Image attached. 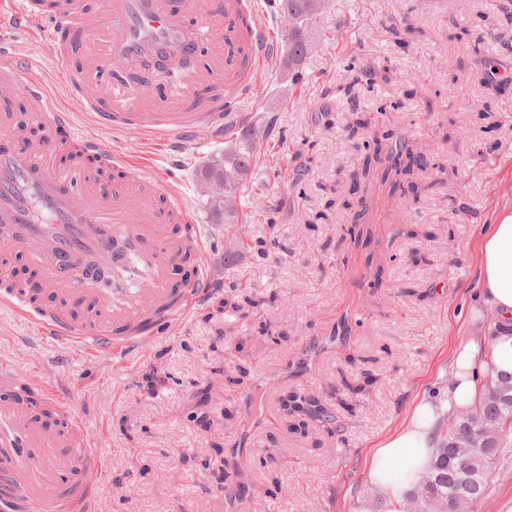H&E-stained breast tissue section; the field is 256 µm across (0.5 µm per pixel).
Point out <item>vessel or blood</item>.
<instances>
[{
    "mask_svg": "<svg viewBox=\"0 0 512 512\" xmlns=\"http://www.w3.org/2000/svg\"><path fill=\"white\" fill-rule=\"evenodd\" d=\"M103 20L82 0H9L0 9V34L48 32L56 54L66 51L74 31L97 36L87 52V71L66 74L81 111L115 131L133 127L154 142L178 147L198 129L223 138L237 127L241 107L264 79L282 45L262 19L258 0H111ZM207 47L203 66L180 73L179 88L161 86L163 103L141 98L138 88L113 73L109 62L133 63L163 48L175 58ZM213 87L209 99L190 101L198 83ZM22 88L35 111L0 112V252L25 251L42 271V283L68 298L87 300L90 315L75 322L64 309L41 308L23 287L11 284L0 268V305L12 308L40 336L74 345L91 355L120 354L164 333L198 305L209 284L199 269L195 284L174 289L166 272L185 255L201 251L206 239L189 208L171 191L167 177L84 135L70 106L52 95L26 63L0 50V85ZM69 135L68 168L51 167L46 156L52 135ZM108 254L125 273L110 290L97 288L77 256ZM0 388L13 395L0 406V512H98L103 461L71 403L38 376L0 366ZM59 419L40 426L34 405ZM75 473L68 484L56 477Z\"/></svg>",
    "mask_w": 512,
    "mask_h": 512,
    "instance_id": "b4317fda",
    "label": "vessel or blood"
}]
</instances>
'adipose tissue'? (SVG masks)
Wrapping results in <instances>:
<instances>
[{
  "label": "adipose tissue",
  "mask_w": 512,
  "mask_h": 512,
  "mask_svg": "<svg viewBox=\"0 0 512 512\" xmlns=\"http://www.w3.org/2000/svg\"><path fill=\"white\" fill-rule=\"evenodd\" d=\"M480 277L473 312L487 307L503 319L512 318V213L489 225L481 242ZM493 346L492 360H484V346ZM512 372V332L470 341L457 350L455 372L435 399H422L408 426L385 439L369 461V480L385 497L387 512H401L405 495L427 467L437 440V425L446 415L473 406L478 378Z\"/></svg>",
  "instance_id": "adipose-tissue-1"
}]
</instances>
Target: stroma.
<instances>
[{
    "label": "stroma",
    "mask_w": 512,
    "mask_h": 512,
    "mask_svg": "<svg viewBox=\"0 0 512 512\" xmlns=\"http://www.w3.org/2000/svg\"><path fill=\"white\" fill-rule=\"evenodd\" d=\"M12 40L32 72L55 80L48 38ZM311 43L298 81H282L279 55L245 107L249 123L276 118L268 145L278 166L251 169L232 224L199 189L224 142L202 131L178 150L136 131L97 132L90 115H75L82 131L169 176L212 243L203 302L123 355L89 358L0 306V364L25 374L41 364L104 460L98 512H358L365 502L387 512L368 479L371 451L447 386L456 350L490 325L469 308L483 232L512 212V85L483 82L479 60L492 57L512 82V26L493 0H331ZM384 68L388 80L353 85L354 99L335 91ZM358 119L369 126L355 137ZM376 135L407 141L427 165L403 191L383 188L373 170L374 200L355 179L361 141ZM258 197L274 211L255 208ZM271 222L282 248L263 260L242 241ZM236 283L257 308L219 309ZM153 367L164 382L148 393L142 376ZM366 369L377 382L353 413L339 412L337 433L315 422L291 432L288 391L328 403ZM252 395L265 400L259 429L247 420ZM231 457L249 464L229 498Z\"/></svg>",
    "instance_id": "obj_1"
}]
</instances>
